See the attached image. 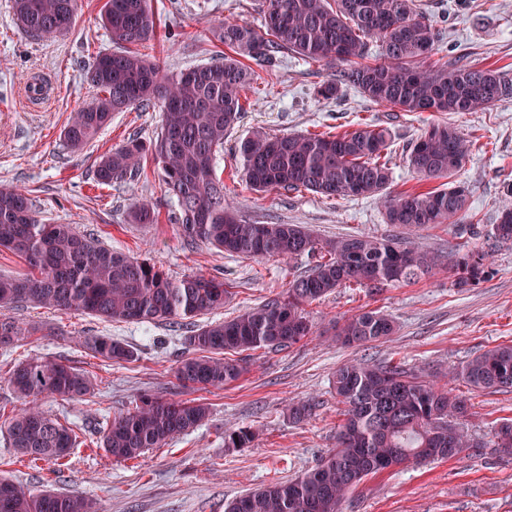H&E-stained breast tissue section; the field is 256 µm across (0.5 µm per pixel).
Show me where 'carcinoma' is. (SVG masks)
<instances>
[{
    "mask_svg": "<svg viewBox=\"0 0 512 512\" xmlns=\"http://www.w3.org/2000/svg\"><path fill=\"white\" fill-rule=\"evenodd\" d=\"M262 27L226 19L213 30L232 51L224 61L176 74L162 73L137 46L155 35L151 0H105L102 20L119 51L96 56L86 71L93 99L72 113L63 130L66 145L78 150L112 120V113L158 107L161 132L150 143L132 137L99 157L97 182L110 185L138 175L151 154L163 175L165 192L176 199L177 223L196 244L243 258H314L309 271L286 292L229 320L192 328L194 318L224 306V280L200 273L169 277L154 263L117 252L71 224H42L31 198L20 187H0V249L16 254L27 271L0 274V349L34 335L7 310L33 303L60 311H80L101 319L152 323L182 322L187 355L175 369L184 385L221 388L246 371L228 351L277 349L311 333L303 306L337 288L356 285L377 294L393 283H410L438 269L455 276L460 288L485 274L487 254L450 249L431 255L410 240L345 234L318 240L299 224H259L238 218L224 199L216 172L224 138L239 123L242 92L274 71L279 54L291 53L334 68L314 92L328 101L353 87L377 104L403 112H482L512 97V81L493 68L456 56L432 60L440 43L437 23L419 0H259ZM22 27L50 39L71 29L77 0H13ZM388 129L359 124L341 134L271 136L254 130L238 143L242 178L256 192L305 189L328 199L375 197L386 221L407 230L454 224L465 211L467 189L450 181L473 142L456 128L437 123L407 146L408 164L420 179L446 180L428 191L389 193L391 169L382 155ZM136 224H155L147 203L133 207ZM489 237L512 241V201L501 206ZM394 321L378 310H361L336 325V340L364 344L395 333ZM85 347L108 362L129 361L134 349L110 336H87ZM448 377L478 391L512 389V344H499L448 370ZM8 383L25 407L6 429L10 447L30 460L66 457L75 430L42 410L37 401L52 396L82 401L94 391L83 371L57 360L31 359L9 370ZM332 389L342 405L336 447L314 468L274 481L224 503V512H341L360 482L407 463L443 461L481 447L468 432L465 399L402 365L353 360L336 367ZM206 404L143 395L139 403L104 427L100 447L116 461L136 459L162 448L199 426ZM250 427L224 431V447L247 448ZM497 448L512 451V420L492 432ZM0 512H95L79 492L33 495L0 478Z\"/></svg>",
    "mask_w": 512,
    "mask_h": 512,
    "instance_id": "obj_1",
    "label": "carcinoma"
}]
</instances>
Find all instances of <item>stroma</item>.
<instances>
[{
    "label": "stroma",
    "mask_w": 512,
    "mask_h": 512,
    "mask_svg": "<svg viewBox=\"0 0 512 512\" xmlns=\"http://www.w3.org/2000/svg\"><path fill=\"white\" fill-rule=\"evenodd\" d=\"M443 34L440 56L465 55L468 62L501 71L512 79V0H424ZM104 0H79L75 25L54 39L26 32L13 0H0V185L26 188L44 224H71L112 249L148 258L174 278L203 273L225 280L230 295L223 308L196 317L197 325L236 317L285 290L307 271L311 259L239 258L200 244L187 247L173 214L174 199L164 191L159 171L145 163L134 180L97 184V158L132 136L148 141L161 128L160 112H116L111 123L83 149H68L61 134L72 112L94 94L84 73L94 58L113 51L103 25ZM157 30L139 51L162 71L181 70L223 57L212 26L224 18L260 26L257 0H152ZM330 68L283 57L274 76L262 77L242 95L243 117L226 137L217 157L224 195L239 217L261 224H302L320 238L362 233L404 238L406 229L387 224L371 198L330 202L312 192L255 193L241 180L237 145L256 129L273 135L342 132L356 124L388 128L392 171L390 189H430L407 163L404 149L433 123L454 126L475 145L455 175L468 189L460 222L432 224L415 232L419 246L440 253L451 246L491 251V264L477 284L459 288L440 272L372 294L363 288H339L306 305L312 334L290 347L253 352L238 381L198 390L174 373L185 354L181 325L169 322L104 321L76 311L67 313L22 304L10 314L39 332L12 349L0 350V476L25 490L79 491L97 512H224L227 500L274 480L285 481L314 467L336 445L341 406L331 386L337 365L353 358L391 361L443 374L490 347L512 343V241L486 235L512 190V98L485 112L409 113L366 101L356 90L340 89L319 102L313 90L328 80ZM40 79L49 97L36 105L22 94L25 83ZM154 206L159 220L135 224V203ZM389 315L396 331L386 340L344 346L332 339L334 322L359 310ZM105 335L130 345L137 357L111 363L85 348L88 336ZM46 357L86 372L94 392L82 401L45 398L42 409L76 431L69 455L58 463L16 459L6 437L5 413L22 405L8 382L19 362ZM466 398L470 434L480 447L459 457L420 465H401L365 478L342 505V512H512V453L492 446V428L512 418V389L477 391L452 382ZM173 401H201L210 415L199 427L134 460L118 462L99 448L103 427L135 405L140 395ZM312 399L314 408L301 422L288 419L289 402ZM249 426L251 447L228 448L224 430Z\"/></svg>",
    "instance_id": "stroma-1"
}]
</instances>
